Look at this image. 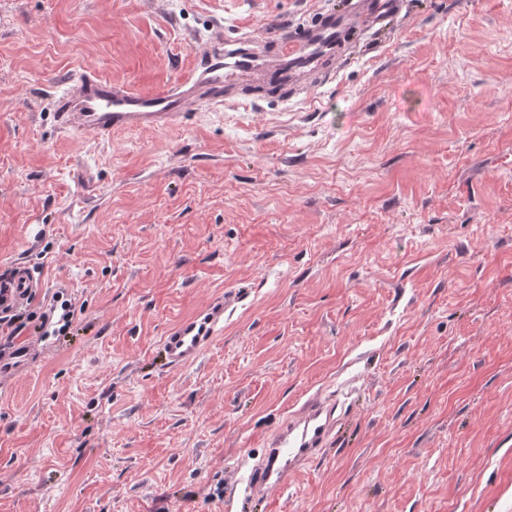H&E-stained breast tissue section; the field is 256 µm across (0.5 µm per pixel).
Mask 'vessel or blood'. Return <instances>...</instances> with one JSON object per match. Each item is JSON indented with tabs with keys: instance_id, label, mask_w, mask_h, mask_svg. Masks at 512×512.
Returning <instances> with one entry per match:
<instances>
[{
	"instance_id": "vessel-or-blood-1",
	"label": "vessel or blood",
	"mask_w": 512,
	"mask_h": 512,
	"mask_svg": "<svg viewBox=\"0 0 512 512\" xmlns=\"http://www.w3.org/2000/svg\"><path fill=\"white\" fill-rule=\"evenodd\" d=\"M398 0H346L342 9L319 14L306 27L302 38L283 34L274 42L268 66L282 69L286 86L299 80L324 83L331 79L336 60L363 25L396 15ZM256 52H240L233 73H225L224 61L211 59L202 77L162 93L146 94L128 85L104 79L99 74L79 72L72 88L55 102V117L61 128L75 133H92L101 138L112 132L142 127H164L191 115L205 102H220L233 97L237 77L256 71ZM40 283L26 269H19L11 282L0 283V300L25 302ZM238 298L222 294L206 307L180 319L161 338L168 367L196 363L224 331V315L233 310ZM41 338L30 337L0 357V373L26 365L38 351ZM337 405L313 396L261 442V452L243 473L250 495L286 487L291 477L321 455L336 423Z\"/></svg>"
}]
</instances>
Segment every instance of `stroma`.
<instances>
[{
  "mask_svg": "<svg viewBox=\"0 0 512 512\" xmlns=\"http://www.w3.org/2000/svg\"><path fill=\"white\" fill-rule=\"evenodd\" d=\"M338 0H0V274L82 315L0 379V512H512V0H403L334 77L163 128L59 129L271 51ZM236 294L194 364L165 331ZM333 443L236 477L313 393Z\"/></svg>",
  "mask_w": 512,
  "mask_h": 512,
  "instance_id": "1",
  "label": "stroma"
}]
</instances>
